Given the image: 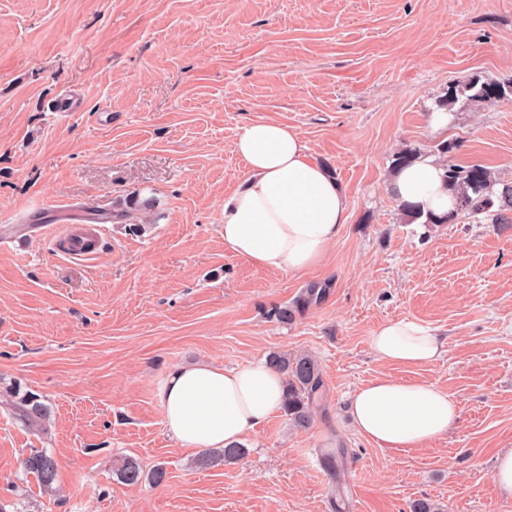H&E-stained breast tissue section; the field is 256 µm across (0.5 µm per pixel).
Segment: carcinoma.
Masks as SVG:
<instances>
[{
  "mask_svg": "<svg viewBox=\"0 0 512 512\" xmlns=\"http://www.w3.org/2000/svg\"><path fill=\"white\" fill-rule=\"evenodd\" d=\"M461 96L490 104L512 101V79L506 82L473 80L460 88L454 86L448 90L447 97L439 101V106L454 104ZM420 158L422 153L419 149L406 147L393 155L392 167L397 169L410 165ZM441 166L448 186L456 194L455 209L438 216L403 208L411 220L446 224L464 215L476 223L486 221L503 227L512 224V184L500 182L492 171L479 164L463 167L445 160ZM267 365L283 377V410L288 420L297 429H308L323 387L318 361L309 353L288 355L273 352L267 357ZM246 453L247 448L239 444L205 453L198 462L208 466L226 465L239 461ZM24 470L35 475L43 489H52L56 479L55 461L45 451H37L25 458ZM114 471L120 479L130 484L138 483L145 477L159 483L165 477L163 468L157 467L148 472L137 459L127 456L116 460Z\"/></svg>",
  "mask_w": 512,
  "mask_h": 512,
  "instance_id": "1",
  "label": "carcinoma"
}]
</instances>
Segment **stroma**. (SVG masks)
<instances>
[{"label":"stroma","mask_w":512,"mask_h":512,"mask_svg":"<svg viewBox=\"0 0 512 512\" xmlns=\"http://www.w3.org/2000/svg\"><path fill=\"white\" fill-rule=\"evenodd\" d=\"M511 77L512 0H0V505L512 512L492 478L512 449V228L412 222L389 189L393 153L443 142L449 162L511 183L512 101L459 102L431 126L449 87ZM66 93L74 108L56 114ZM255 119L288 125L347 195L349 222L310 271L224 247V196L244 177L233 144ZM57 205L108 214L92 259L55 251ZM121 207L141 231L112 219ZM398 319L446 337L439 362L373 356L371 332ZM272 352L318 361L312 426L276 413L244 459L198 467L167 435L157 385L179 364ZM383 375L444 389L456 426L400 453L360 437L349 397ZM35 450L56 462L52 491L23 469ZM125 455L163 482L121 481Z\"/></svg>","instance_id":"obj_1"}]
</instances>
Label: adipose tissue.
Segmentation results:
<instances>
[{"label":"adipose tissue","instance_id":"obj_1","mask_svg":"<svg viewBox=\"0 0 512 512\" xmlns=\"http://www.w3.org/2000/svg\"><path fill=\"white\" fill-rule=\"evenodd\" d=\"M234 151L246 175L224 197L225 248L276 272L302 273L320 264L349 220L347 196L336 177L281 123L251 121ZM442 174L439 163L424 158L394 171L390 190L400 203L439 215L455 203ZM445 346L436 329L410 319L388 321L370 338L376 359L400 367L433 364ZM156 397L171 439L202 450L242 443L280 411L284 390L265 363L227 368L198 361L172 368ZM459 417V404L446 391L410 379L372 380L356 390L350 404L356 433L392 453L431 444Z\"/></svg>","mask_w":512,"mask_h":512}]
</instances>
